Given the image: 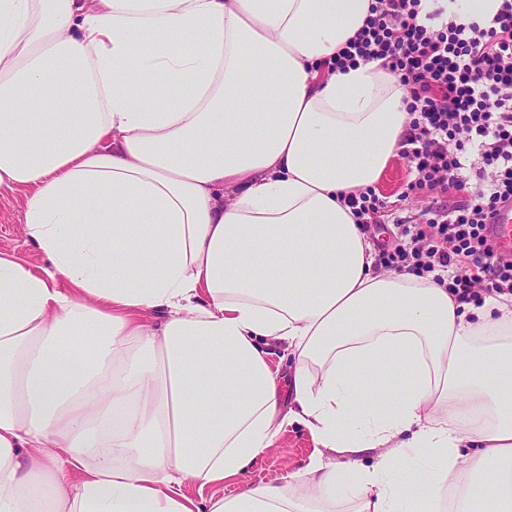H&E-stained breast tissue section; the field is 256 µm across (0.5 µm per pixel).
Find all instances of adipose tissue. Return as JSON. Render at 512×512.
<instances>
[{"mask_svg": "<svg viewBox=\"0 0 512 512\" xmlns=\"http://www.w3.org/2000/svg\"><path fill=\"white\" fill-rule=\"evenodd\" d=\"M371 0H0V512H512V295L376 270ZM292 360L288 386L270 365ZM315 448L237 479L288 426ZM374 455L373 464L362 461ZM0 256L44 265L43 256L24 234L23 192L0 198ZM312 448L313 443L306 429L296 424L289 426L271 449L256 458L242 479L224 482V486L205 487L202 490L193 483H187L184 492L195 499L201 496L208 498L213 494L229 496L236 493L242 483L255 486L276 481L288 471L299 468Z\"/></svg>", "mask_w": 512, "mask_h": 512, "instance_id": "adipose-tissue-1", "label": "adipose tissue"}]
</instances>
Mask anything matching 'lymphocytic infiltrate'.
<instances>
[{"label": "lymphocytic infiltrate", "mask_w": 512, "mask_h": 512, "mask_svg": "<svg viewBox=\"0 0 512 512\" xmlns=\"http://www.w3.org/2000/svg\"><path fill=\"white\" fill-rule=\"evenodd\" d=\"M379 59L409 91L401 154L417 175L415 188L434 198L426 223L404 225L408 244L382 246L381 262L443 272L465 302L512 294V260L495 257L486 235L488 216L512 201V0L465 22L441 7L425 10L423 0H372L363 27L328 69ZM474 153L481 165L473 170ZM471 171L479 190L442 203Z\"/></svg>", "instance_id": "1"}]
</instances>
